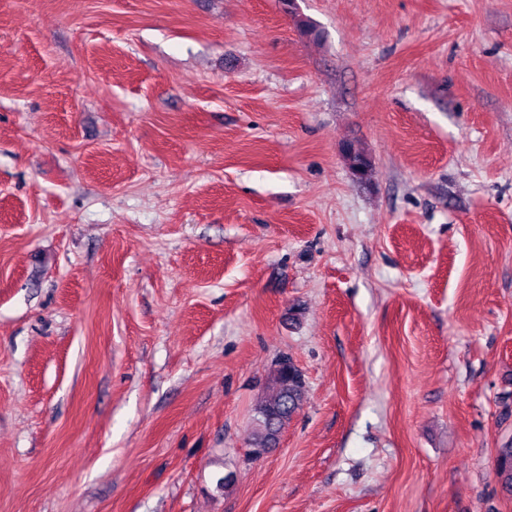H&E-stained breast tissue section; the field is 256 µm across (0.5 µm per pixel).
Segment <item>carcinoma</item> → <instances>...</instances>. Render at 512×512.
I'll return each mask as SVG.
<instances>
[{"mask_svg": "<svg viewBox=\"0 0 512 512\" xmlns=\"http://www.w3.org/2000/svg\"><path fill=\"white\" fill-rule=\"evenodd\" d=\"M343 158L356 180L364 182L372 172V161L364 150L353 143L342 146ZM306 399V383L298 365L291 358L280 357L268 376L261 396L253 406L250 454L259 448H274L292 417ZM496 478L502 488L512 493V442L497 449Z\"/></svg>", "mask_w": 512, "mask_h": 512, "instance_id": "carcinoma-1", "label": "carcinoma"}]
</instances>
